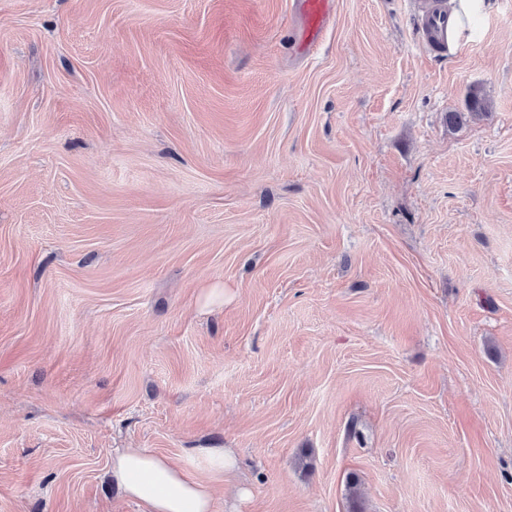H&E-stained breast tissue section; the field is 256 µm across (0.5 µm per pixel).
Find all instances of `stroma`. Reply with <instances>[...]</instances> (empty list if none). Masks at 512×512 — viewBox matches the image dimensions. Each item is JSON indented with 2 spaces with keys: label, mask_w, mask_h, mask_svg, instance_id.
<instances>
[{
  "label": "stroma",
  "mask_w": 512,
  "mask_h": 512,
  "mask_svg": "<svg viewBox=\"0 0 512 512\" xmlns=\"http://www.w3.org/2000/svg\"><path fill=\"white\" fill-rule=\"evenodd\" d=\"M429 2L0 0V512H512V0ZM295 1L296 14L300 20V50L307 52L322 40L337 12V0ZM445 3L440 2L434 10L427 13L424 20V30L428 39L440 50L448 47V20ZM189 460L200 467L190 470L145 448H122L112 454V476L142 512H214V484L230 478L234 451L195 448Z\"/></svg>",
  "instance_id": "35a3bbf8"
}]
</instances>
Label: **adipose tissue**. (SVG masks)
Segmentation results:
<instances>
[{
    "instance_id": "ef3b65f1",
    "label": "adipose tissue",
    "mask_w": 512,
    "mask_h": 512,
    "mask_svg": "<svg viewBox=\"0 0 512 512\" xmlns=\"http://www.w3.org/2000/svg\"><path fill=\"white\" fill-rule=\"evenodd\" d=\"M189 465L144 448H124L112 455V474L143 512H214V485L234 470L230 448H197Z\"/></svg>"
}]
</instances>
